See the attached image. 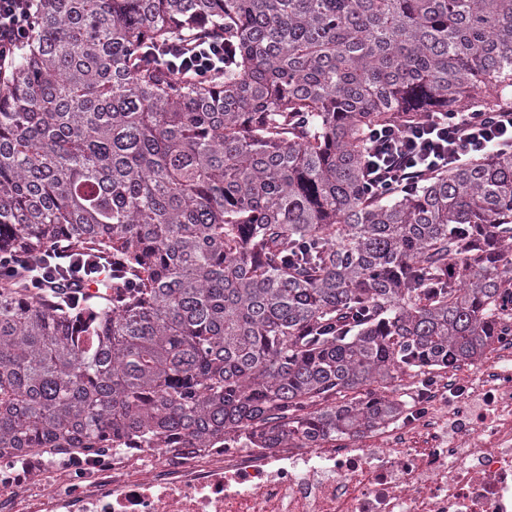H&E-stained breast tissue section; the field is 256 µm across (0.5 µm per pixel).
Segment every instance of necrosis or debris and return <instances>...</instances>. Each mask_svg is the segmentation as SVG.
<instances>
[{
  "instance_id": "necrosis-or-debris-1",
  "label": "necrosis or debris",
  "mask_w": 512,
  "mask_h": 512,
  "mask_svg": "<svg viewBox=\"0 0 512 512\" xmlns=\"http://www.w3.org/2000/svg\"><path fill=\"white\" fill-rule=\"evenodd\" d=\"M0 512H512V336L362 440L127 438L0 456Z\"/></svg>"
}]
</instances>
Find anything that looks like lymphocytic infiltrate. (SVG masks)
I'll use <instances>...</instances> for the list:
<instances>
[{
  "label": "lymphocytic infiltrate",
  "instance_id": "lymphocytic-infiltrate-1",
  "mask_svg": "<svg viewBox=\"0 0 512 512\" xmlns=\"http://www.w3.org/2000/svg\"><path fill=\"white\" fill-rule=\"evenodd\" d=\"M33 0H0V64L13 59L32 25ZM163 55L176 70L208 77L223 68L229 53L223 44L205 47L169 44ZM369 154L364 180L369 189H410L421 176L455 168L492 151L512 152V108L501 112H438L425 122L404 129L377 127L368 133ZM25 271L26 288L48 294L59 304L79 301L80 289L100 276L121 278V262L96 253L78 255L68 247L54 248L47 262L0 261V279Z\"/></svg>",
  "mask_w": 512,
  "mask_h": 512
}]
</instances>
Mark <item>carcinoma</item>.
I'll use <instances>...</instances> for the list:
<instances>
[{
	"instance_id": "1",
	"label": "carcinoma",
	"mask_w": 512,
	"mask_h": 512,
	"mask_svg": "<svg viewBox=\"0 0 512 512\" xmlns=\"http://www.w3.org/2000/svg\"><path fill=\"white\" fill-rule=\"evenodd\" d=\"M0 69V258L133 279L71 307L0 283V454L111 433L357 438L495 350L512 154L369 192V129L512 107V0H36ZM218 36L205 79L151 48Z\"/></svg>"
}]
</instances>
